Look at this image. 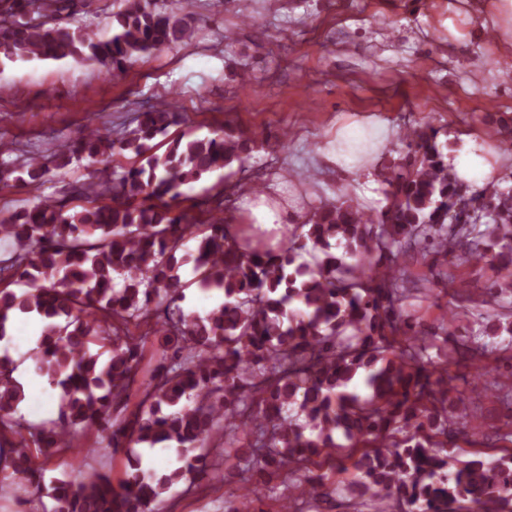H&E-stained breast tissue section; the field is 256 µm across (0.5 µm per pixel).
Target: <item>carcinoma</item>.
<instances>
[{"mask_svg":"<svg viewBox=\"0 0 512 512\" xmlns=\"http://www.w3.org/2000/svg\"><path fill=\"white\" fill-rule=\"evenodd\" d=\"M67 2L0 0V55L94 61L117 78L141 56L192 38L187 14L152 0H123L107 38L40 20ZM136 121L115 138L85 131L52 155L60 169L117 149L142 158L86 183L88 205L45 197L0 218V282L8 283L0 341L17 318H40L34 371L59 390L57 420H25L13 360L0 354V497L15 496L25 512H158L173 485H199L215 451L236 459L238 490L277 503L304 498L307 508L294 512H319L334 493L370 512H448L459 502L469 512H512V455L447 454L459 434L475 444L465 429L477 419L452 395L451 365L481 361L489 336H512L511 309L473 299L512 293V192L486 186L472 196L468 221L453 223L465 186L448 170L438 131L424 125L406 129L398 158L381 168L386 205L375 214L339 199L284 225L274 245L220 217L201 232L177 189L242 162L259 136L228 126L203 138L181 134L160 155L150 142L176 123L174 105L151 106ZM494 139L512 147L509 119ZM14 170L34 183L48 167L24 159ZM108 193L111 202L99 203ZM192 239L193 282L224 296L204 315L181 306L176 254ZM309 243L323 254L314 266L297 262ZM419 254L487 259L498 276L483 286L455 282L448 312L426 328L413 301L436 282L410 288L406 277ZM147 324L156 348L145 370V337L133 330ZM89 430L99 444L89 454L160 445L170 455L159 473L136 455L116 482L97 472L45 484L30 466L32 449L51 456ZM342 473L350 480L336 482ZM44 494L51 505L33 507Z\"/></svg>","mask_w":512,"mask_h":512,"instance_id":"1","label":"carcinoma"}]
</instances>
